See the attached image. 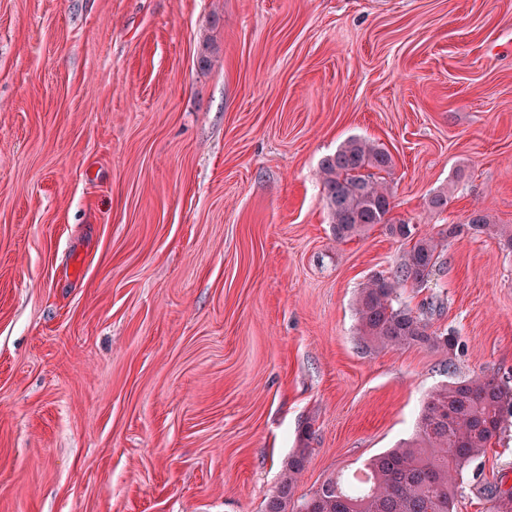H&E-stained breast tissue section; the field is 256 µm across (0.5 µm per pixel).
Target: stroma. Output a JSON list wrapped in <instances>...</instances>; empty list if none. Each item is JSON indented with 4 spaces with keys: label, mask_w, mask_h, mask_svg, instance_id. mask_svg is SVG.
<instances>
[{
    "label": "stroma",
    "mask_w": 512,
    "mask_h": 512,
    "mask_svg": "<svg viewBox=\"0 0 512 512\" xmlns=\"http://www.w3.org/2000/svg\"><path fill=\"white\" fill-rule=\"evenodd\" d=\"M355 136L392 222L463 227L398 290L453 353L359 345L405 246L333 235L319 165ZM476 211L512 225V0H0V512H264L303 423L300 498L438 386L512 385ZM471 471L455 512H488L512 415Z\"/></svg>",
    "instance_id": "1"
}]
</instances>
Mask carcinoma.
<instances>
[{"mask_svg": "<svg viewBox=\"0 0 512 512\" xmlns=\"http://www.w3.org/2000/svg\"><path fill=\"white\" fill-rule=\"evenodd\" d=\"M392 167L387 149L351 137L319 168L336 240L363 236L381 224L391 237L408 245L391 275H373L361 287L356 301L360 341L367 350L420 346L452 351L457 344L454 332L432 329L442 300L427 303L418 313L397 303V288L407 284L423 288L441 269L443 242L453 234L443 227L426 235L415 224L390 222L392 193L382 173ZM468 228L494 236L512 249L511 225L493 224L488 215L476 212ZM510 403L512 388L495 376L458 377L430 394L412 440L365 464L371 473L368 484L330 477L310 496L299 499L295 489L312 439L307 424L299 431L298 448L288 456L265 512H454L464 474L502 429L505 406ZM489 512H512V489L497 492Z\"/></svg>", "mask_w": 512, "mask_h": 512, "instance_id": "cac0c4a2", "label": "carcinoma"}]
</instances>
